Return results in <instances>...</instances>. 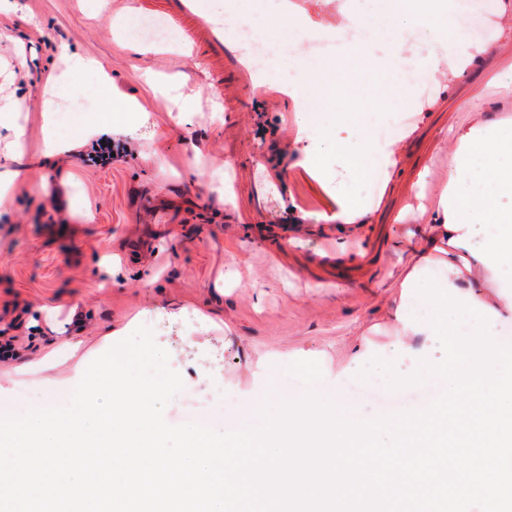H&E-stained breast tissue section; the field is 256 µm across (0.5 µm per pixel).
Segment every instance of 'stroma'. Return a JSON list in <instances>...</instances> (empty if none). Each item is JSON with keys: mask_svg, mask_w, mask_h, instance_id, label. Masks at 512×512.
<instances>
[{"mask_svg": "<svg viewBox=\"0 0 512 512\" xmlns=\"http://www.w3.org/2000/svg\"><path fill=\"white\" fill-rule=\"evenodd\" d=\"M477 3L494 29L461 59L429 32L404 31L384 0H311L273 47L277 65L254 57L271 93L246 92L228 51L221 102L204 95V68L180 35L145 59L122 47L130 17L110 0H20L1 12L0 97L27 100L29 112L20 159L6 157L0 130V172L18 173L0 200V392L65 397L76 359L23 365L69 336L91 361L112 348L110 333L142 326L183 394L202 401L218 385L239 398L257 391L270 351L282 353L281 372L298 360L338 372L366 340L391 355L393 286L410 267V233L437 214L454 132L512 123V8ZM355 44L362 68L392 85V133L375 176L355 187L364 214L344 224L331 183L302 165L309 115L293 94L297 60L322 68ZM66 53L107 59L113 95L148 113L138 130L113 129L131 151L112 165L89 164L80 148L42 153L44 89ZM78 85L59 101L63 136L78 117L71 103H102L96 76Z\"/></svg>", "mask_w": 512, "mask_h": 512, "instance_id": "obj_1", "label": "stroma"}]
</instances>
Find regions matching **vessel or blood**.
<instances>
[{
	"instance_id": "1",
	"label": "vessel or blood",
	"mask_w": 512,
	"mask_h": 512,
	"mask_svg": "<svg viewBox=\"0 0 512 512\" xmlns=\"http://www.w3.org/2000/svg\"><path fill=\"white\" fill-rule=\"evenodd\" d=\"M143 16L178 27L191 55L205 65L208 95L224 97V50L232 42L211 0H137Z\"/></svg>"
}]
</instances>
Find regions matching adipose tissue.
Here are the masks:
<instances>
[{"label": "adipose tissue", "mask_w": 512, "mask_h": 512, "mask_svg": "<svg viewBox=\"0 0 512 512\" xmlns=\"http://www.w3.org/2000/svg\"><path fill=\"white\" fill-rule=\"evenodd\" d=\"M394 18L408 30H426L447 41L448 20L454 9L451 0H386ZM358 85L340 77L310 74L306 92L297 94L300 108L315 104L321 117L313 123L311 143L305 149L304 164L312 172H327L339 165L345 172L336 183L335 214L349 224L358 217L357 199L350 180L371 177L370 159L378 143L370 130L368 113L356 105ZM42 116L47 129L44 152L52 155L84 146L89 140L110 133L124 123L137 129L144 125L143 107L105 96L102 111L81 119V131L71 138L58 137L54 130L56 103L44 99ZM345 122L357 127L361 146L344 152L332 151L330 128ZM512 196V126L492 119L480 128L457 135L448 165V180L438 200L442 219L430 235L420 236L417 253L425 266L436 267L440 285H454L462 294L482 300L485 287H493L499 298L512 307V209L494 208V200Z\"/></svg>", "instance_id": "ef3b65f1"}]
</instances>
